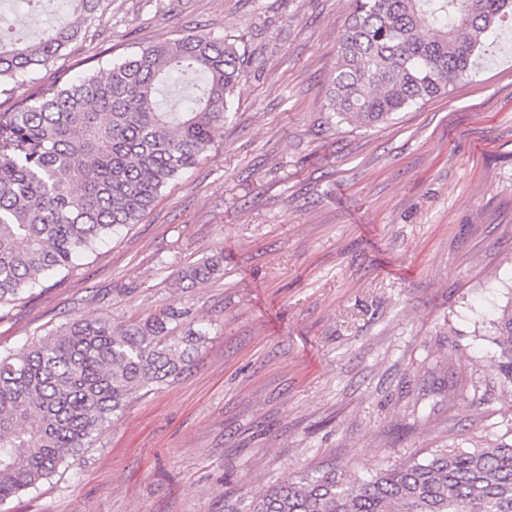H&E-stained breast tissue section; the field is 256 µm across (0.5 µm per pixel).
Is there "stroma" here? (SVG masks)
<instances>
[{
  "mask_svg": "<svg viewBox=\"0 0 512 512\" xmlns=\"http://www.w3.org/2000/svg\"><path fill=\"white\" fill-rule=\"evenodd\" d=\"M352 0H102L21 95L203 32L245 57L197 166L67 276L0 313V351L74 319L168 304L207 339L69 468L0 512H247L329 466L358 472L512 440L488 336L512 304V37L450 95L371 128L325 87ZM224 274L177 278L203 255Z\"/></svg>",
  "mask_w": 512,
  "mask_h": 512,
  "instance_id": "1",
  "label": "stroma"
}]
</instances>
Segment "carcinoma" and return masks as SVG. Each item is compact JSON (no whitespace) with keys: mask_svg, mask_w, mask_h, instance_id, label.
<instances>
[{"mask_svg":"<svg viewBox=\"0 0 512 512\" xmlns=\"http://www.w3.org/2000/svg\"><path fill=\"white\" fill-rule=\"evenodd\" d=\"M101 0H65L74 21L36 41L0 16V95L49 66ZM512 0H353L326 89L339 122L366 128L450 94ZM244 54L186 35L96 73L58 81L0 112V310L70 273L209 151L240 84ZM217 252L179 280L223 275ZM169 304L130 324L73 319L0 354V503L36 488L92 446L141 392L177 378L207 336ZM495 369L512 383V305L493 320ZM250 512H512V442L442 448L368 470L288 480Z\"/></svg>","mask_w":512,"mask_h":512,"instance_id":"1","label":"carcinoma"}]
</instances>
